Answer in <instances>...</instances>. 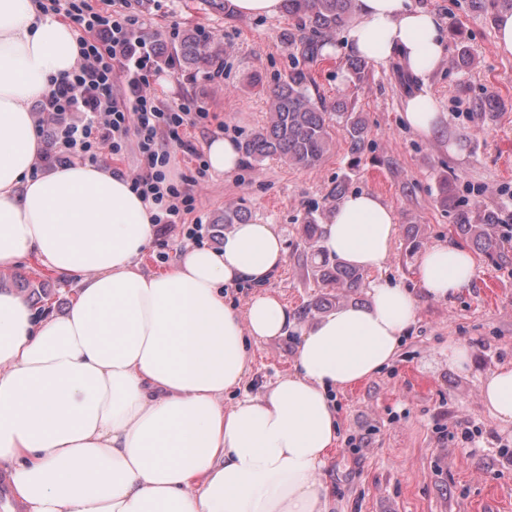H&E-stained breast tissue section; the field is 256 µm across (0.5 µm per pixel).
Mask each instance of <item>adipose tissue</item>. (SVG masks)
Returning <instances> with one entry per match:
<instances>
[{"instance_id": "adipose-tissue-1", "label": "adipose tissue", "mask_w": 512, "mask_h": 512, "mask_svg": "<svg viewBox=\"0 0 512 512\" xmlns=\"http://www.w3.org/2000/svg\"><path fill=\"white\" fill-rule=\"evenodd\" d=\"M372 63L398 59L427 77L446 54L438 15L415 0H357L344 34ZM81 63L71 24L38 0H0V268L42 255L79 291L35 320L0 290V465L28 512H330L320 474L338 440L334 392L375 378L416 320L418 300L381 282L302 328L294 369L264 394L225 407L248 371L251 343L291 323L277 297L238 311L223 289L271 278L285 261L274 225H234L221 247H189L165 272L142 270L153 210L126 179L80 162L45 173L31 105ZM413 132L445 133L447 113L410 97ZM394 211L363 191L322 226L323 252L364 273L388 262ZM423 292L466 288L475 259L441 243L419 257ZM481 400L512 425V363Z\"/></svg>"}]
</instances>
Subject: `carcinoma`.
Wrapping results in <instances>:
<instances>
[{
    "label": "carcinoma",
    "instance_id": "cac0c4a2",
    "mask_svg": "<svg viewBox=\"0 0 512 512\" xmlns=\"http://www.w3.org/2000/svg\"><path fill=\"white\" fill-rule=\"evenodd\" d=\"M356 7V0H284L289 17L296 20L288 32V41L300 42L307 59L318 56L321 48L330 43L336 32L342 30ZM171 57L195 69L216 70L224 65V49L201 30L183 35L171 48ZM309 72L294 67L288 79L266 90L269 116L266 125L242 144L245 156L255 161L278 156L303 167L317 166L330 150L334 125H339L349 153L358 158L366 148L368 127L360 112L347 101L327 104L314 99L310 93ZM439 201L443 206L458 209L456 229L472 239L483 253L506 257L503 240L496 232L495 212L476 205L456 202L451 181H440ZM250 221L248 211L233 207L224 209L223 224H245ZM313 276L323 284L355 291L361 287L360 273L347 265L328 266L326 262L311 265Z\"/></svg>",
    "mask_w": 512,
    "mask_h": 512
}]
</instances>
